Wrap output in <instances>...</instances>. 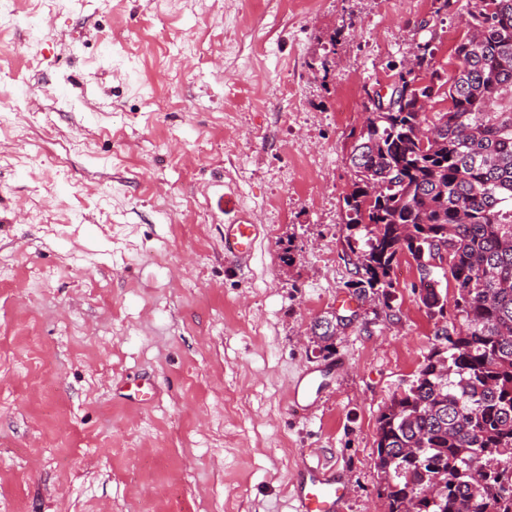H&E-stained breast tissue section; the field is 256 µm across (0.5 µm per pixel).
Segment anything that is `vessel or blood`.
<instances>
[{"instance_id":"1","label":"vessel or blood","mask_w":512,"mask_h":512,"mask_svg":"<svg viewBox=\"0 0 512 512\" xmlns=\"http://www.w3.org/2000/svg\"><path fill=\"white\" fill-rule=\"evenodd\" d=\"M259 237V227L247 215L224 227V251L232 258L248 259ZM294 407L306 411L317 400L315 378L312 374L300 377L290 389ZM291 497L296 503V512H342L344 486L338 473L327 466L303 461L296 470Z\"/></svg>"}]
</instances>
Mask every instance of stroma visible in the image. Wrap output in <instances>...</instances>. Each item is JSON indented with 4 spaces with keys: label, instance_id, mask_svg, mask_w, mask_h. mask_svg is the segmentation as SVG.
<instances>
[{
    "label": "stroma",
    "instance_id": "35a3bbf8",
    "mask_svg": "<svg viewBox=\"0 0 512 512\" xmlns=\"http://www.w3.org/2000/svg\"><path fill=\"white\" fill-rule=\"evenodd\" d=\"M466 0H9L0 76V512H292L317 451L386 512L377 418L434 322L400 260L357 297L342 196L366 87ZM47 31L27 36L34 10ZM428 19L427 29L418 21ZM260 228L224 254L238 212ZM355 314L329 353L311 323ZM311 411L305 370L336 358ZM259 234L258 224H253L245 213H241L237 220L224 226L225 253L239 261L247 260ZM315 390V377L311 373H306L300 377L290 388V399L293 406L301 411H307L313 407L317 400V390Z\"/></svg>",
    "mask_w": 512,
    "mask_h": 512
}]
</instances>
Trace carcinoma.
Here are the masks:
<instances>
[{"instance_id": "obj_1", "label": "carcinoma", "mask_w": 512, "mask_h": 512, "mask_svg": "<svg viewBox=\"0 0 512 512\" xmlns=\"http://www.w3.org/2000/svg\"><path fill=\"white\" fill-rule=\"evenodd\" d=\"M445 74L419 61L388 86L348 156L342 197L359 297L392 287L401 256L434 340L377 419L387 512H512V0H467ZM446 106L428 118L418 98ZM454 294L441 292V280ZM494 462L483 488L470 462Z\"/></svg>"}]
</instances>
